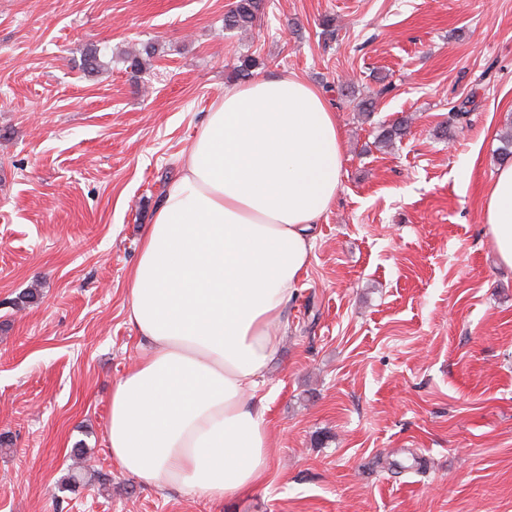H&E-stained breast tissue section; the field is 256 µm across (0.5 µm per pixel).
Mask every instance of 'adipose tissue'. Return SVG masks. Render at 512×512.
Instances as JSON below:
<instances>
[{
	"label": "adipose tissue",
	"mask_w": 512,
	"mask_h": 512,
	"mask_svg": "<svg viewBox=\"0 0 512 512\" xmlns=\"http://www.w3.org/2000/svg\"><path fill=\"white\" fill-rule=\"evenodd\" d=\"M343 165L336 119L302 78H253L207 112L128 277L146 354L112 386L108 442L123 473L208 500L263 479L270 437L252 395ZM484 223L512 267V165L491 183Z\"/></svg>",
	"instance_id": "1"
}]
</instances>
